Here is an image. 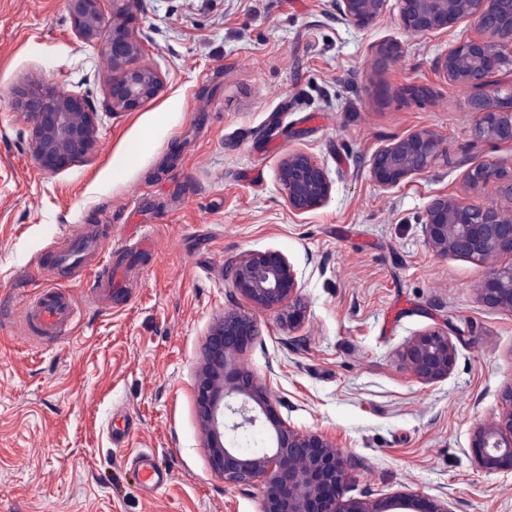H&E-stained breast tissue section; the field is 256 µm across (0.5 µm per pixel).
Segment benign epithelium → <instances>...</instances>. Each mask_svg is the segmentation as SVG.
<instances>
[{
  "label": "benign epithelium",
  "instance_id": "obj_1",
  "mask_svg": "<svg viewBox=\"0 0 512 512\" xmlns=\"http://www.w3.org/2000/svg\"><path fill=\"white\" fill-rule=\"evenodd\" d=\"M102 0H66L75 35L86 44L98 41L107 27L105 56L112 71L107 106L112 112H135L158 94L161 78L149 66H132L142 51L134 34L136 18L131 0H112L106 19ZM399 20L410 34L446 32L464 19L476 22L479 35L461 41L435 60L443 78L469 93L471 111L480 116L477 135L494 142H512V89L502 92L494 80L512 62V0H398ZM387 0H336L342 19L358 28L373 24ZM15 106L30 125V156L35 166L56 174L89 157L97 144V112L80 95L32 79L16 90ZM440 151L432 134L420 131L394 140L371 158L370 173L383 188L428 171ZM288 206L305 213L328 203L332 182L324 167L308 153L294 149L278 170ZM474 184L495 181L500 193L512 198V171L496 164L468 172ZM422 233L439 255H460L488 263L512 254V214L488 202L463 204L446 196L428 205ZM234 290L247 307L230 308L211 327L196 375V415L206 437L213 471L224 484L264 488L262 512H448L437 501L422 503L387 497L374 503L342 500L339 490L348 476L347 459L336 440L293 428L279 414L267 380L257 377L242 356L260 335L255 313L276 316L290 331L307 317L297 273L280 252L246 251L230 268ZM484 302L512 309V266L494 267L478 288ZM401 359L426 383L448 376L455 348L448 332L429 329L410 339ZM257 425L269 427L272 443L244 455L226 442V432ZM473 453L487 473L512 468V412L476 430Z\"/></svg>",
  "mask_w": 512,
  "mask_h": 512
}]
</instances>
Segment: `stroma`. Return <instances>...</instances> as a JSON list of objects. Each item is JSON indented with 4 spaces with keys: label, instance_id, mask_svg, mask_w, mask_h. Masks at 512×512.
<instances>
[{
    "label": "stroma",
    "instance_id": "1",
    "mask_svg": "<svg viewBox=\"0 0 512 512\" xmlns=\"http://www.w3.org/2000/svg\"><path fill=\"white\" fill-rule=\"evenodd\" d=\"M138 66L162 89L138 111L105 106V45L76 38L64 0H0V512H261L262 492L225 486L209 464L195 379L210 326L243 306L228 269L242 253L276 250L308 306L290 333L260 312L244 355L270 376L279 412L335 437L349 460L343 498L447 502L448 512H512V469L483 472L471 442L512 411V311L477 288L494 265L433 252L422 233L432 199L512 209L470 169L512 168V143L478 138L468 95L433 62L476 35L465 19L413 35L397 0L358 28L335 0H134ZM398 44L397 60L379 49ZM43 79L87 97L98 144L55 175L29 155L17 87ZM432 88L410 98L408 86ZM429 130L440 152L392 189L369 161L394 139ZM293 149L324 166L323 207L292 212L278 180ZM152 230L153 252L109 303L89 301L114 236ZM99 251L74 271L55 254L81 228ZM57 288L80 318L58 338L27 337V299ZM447 331V378L417 380L400 353L413 335ZM166 472L141 478V455Z\"/></svg>",
    "mask_w": 512,
    "mask_h": 512
}]
</instances>
